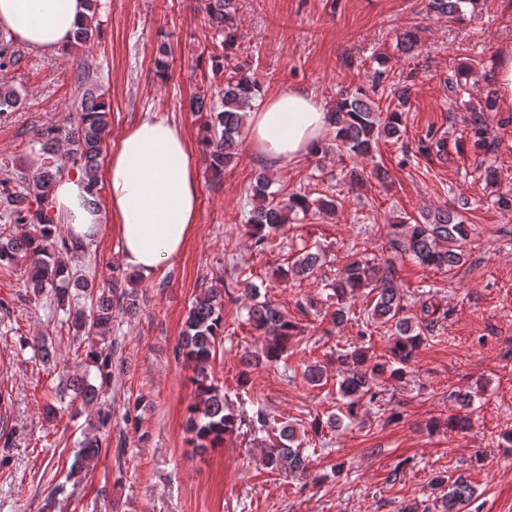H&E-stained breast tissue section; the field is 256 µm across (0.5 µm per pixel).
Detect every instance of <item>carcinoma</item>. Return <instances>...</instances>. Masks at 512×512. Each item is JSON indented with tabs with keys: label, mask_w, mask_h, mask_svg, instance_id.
Segmentation results:
<instances>
[{
	"label": "carcinoma",
	"mask_w": 512,
	"mask_h": 512,
	"mask_svg": "<svg viewBox=\"0 0 512 512\" xmlns=\"http://www.w3.org/2000/svg\"><path fill=\"white\" fill-rule=\"evenodd\" d=\"M96 0H88L90 19L75 32L73 41L86 44L95 39ZM473 0H429V10L441 17L456 19L462 13V5ZM204 9L215 30L224 35L220 41L222 49L232 47L235 0H204ZM260 94L259 83L249 75L247 68L236 66L226 75L224 98L221 105L205 106V97L194 95L189 100L190 110L202 112L209 108L204 124L205 140L208 146L206 161L216 175L238 155L239 138L246 125L247 110ZM412 89L405 82H394L388 98L394 108L381 112L378 100L360 90L341 97L329 112L331 124L335 127L336 150L351 157L371 156L382 140L399 139L404 123L405 110L410 104ZM19 101L18 92L6 84L0 85V114L9 112ZM495 95L488 91L484 105L472 107L466 120L468 133L475 147L487 151L494 143V131L488 121V113L494 111ZM76 111L80 112L78 126H50L35 133V143L48 155L55 154L57 145L64 140L69 144V158L80 175L87 181V192L91 198L99 193L97 170L103 151V144L110 134L109 110L100 99L97 90L81 85V95ZM64 168L51 163L39 172L15 174L14 180L0 182V205L3 218L21 226V232L0 243V267L9 268L22 260L26 263L25 287L38 298L51 296L57 308L63 310L71 304L72 291L90 298L89 309L74 312L72 325L76 335L87 339L86 357L99 370L109 366L110 354L106 353V341L112 331V310L115 288H94V284L83 274L69 271L68 266L48 250V242L55 238L57 225L52 210V191ZM271 179L261 172L251 187L252 208L248 211L246 226L258 251L265 253L281 248L285 227L300 214L307 215L312 208L325 213L336 210V199L320 197L310 200L308 194L296 190L288 197L279 199L270 191ZM461 202L460 206H465ZM458 206V207H460ZM458 207L446 205L428 209L420 214L414 223L400 221L389 225V233L399 253L423 266L451 270L462 265L466 259L464 246L470 237L469 225L462 220ZM321 253L303 251L282 275L308 278L319 268ZM242 294L251 301L248 307L247 323L264 336V357L269 363H276L287 355L288 342L298 330L297 323L288 314L269 300H260V288L252 281L238 282ZM373 294V307L368 320L389 326L392 332L390 355L384 362L374 363L369 349L363 345L351 350L338 352L337 362L342 367L341 378L337 380V393L343 415H334L323 422L315 419L305 426L288 423L279 429L276 441L268 445L261 464L274 474H288L302 480L309 477L306 455L297 429L302 433L318 435L326 428H338L342 418L355 420L358 410L365 404L380 402L382 390L376 379L388 364L395 365L393 376L402 373V367L414 359L423 342L424 329L428 323L409 315L407 305L397 285L395 267L380 265L375 259L356 252L343 268L334 289L336 309L331 313L333 323L349 320L350 299L364 289ZM224 292L209 288L193 302L185 320L184 330L177 347L178 354L193 366L198 392L197 403L188 420L190 443L199 452H205L223 444L225 437L237 432L242 416L230 411L224 405L223 391L212 383L208 367L216 353V343L223 335ZM73 399L89 404L97 399L99 388L85 377H76L70 384ZM112 414L101 408L92 430L85 433L80 450L71 463V474H79L101 454L102 435L110 431ZM432 486L441 490L439 512H465V507L474 498L475 487L466 478H451L438 474L432 478Z\"/></svg>",
	"instance_id": "1"
}]
</instances>
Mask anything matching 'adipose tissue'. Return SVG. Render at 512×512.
Masks as SVG:
<instances>
[{
    "label": "adipose tissue",
    "instance_id": "ef3b65f1",
    "mask_svg": "<svg viewBox=\"0 0 512 512\" xmlns=\"http://www.w3.org/2000/svg\"><path fill=\"white\" fill-rule=\"evenodd\" d=\"M87 0H0V30L27 47L55 54L87 21ZM329 130L328 113L311 93L291 89L267 97L248 114V144L272 169L306 156ZM100 178L110 209L88 202L81 177L60 179L54 213L68 236L91 241L110 224L120 261L150 278L178 255L198 224L196 163L180 129L147 118L112 144Z\"/></svg>",
    "mask_w": 512,
    "mask_h": 512
}]
</instances>
